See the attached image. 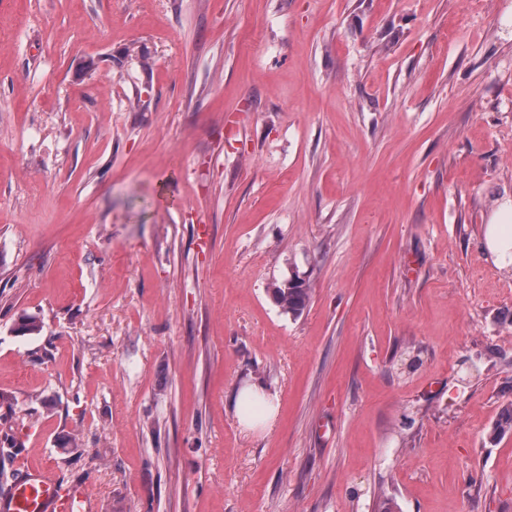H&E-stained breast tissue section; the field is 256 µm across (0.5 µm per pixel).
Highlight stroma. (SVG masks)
I'll list each match as a JSON object with an SVG mask.
<instances>
[{
    "label": "stroma",
    "instance_id": "35a3bbf8",
    "mask_svg": "<svg viewBox=\"0 0 512 512\" xmlns=\"http://www.w3.org/2000/svg\"><path fill=\"white\" fill-rule=\"evenodd\" d=\"M507 203L512 0H0L11 468L90 512H512ZM500 224H488L487 242L502 267L512 265V238L504 237L499 229ZM285 280L281 283H275L272 288L274 302L285 314L297 317L301 315L307 307L309 301V288H306L303 282L286 288Z\"/></svg>",
    "mask_w": 512,
    "mask_h": 512
}]
</instances>
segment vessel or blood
Here are the masks:
<instances>
[{"instance_id":"vessel-or-blood-1","label":"vessel or blood","mask_w":512,"mask_h":512,"mask_svg":"<svg viewBox=\"0 0 512 512\" xmlns=\"http://www.w3.org/2000/svg\"><path fill=\"white\" fill-rule=\"evenodd\" d=\"M81 486L62 488L46 470H32L0 495V512H89Z\"/></svg>"}]
</instances>
